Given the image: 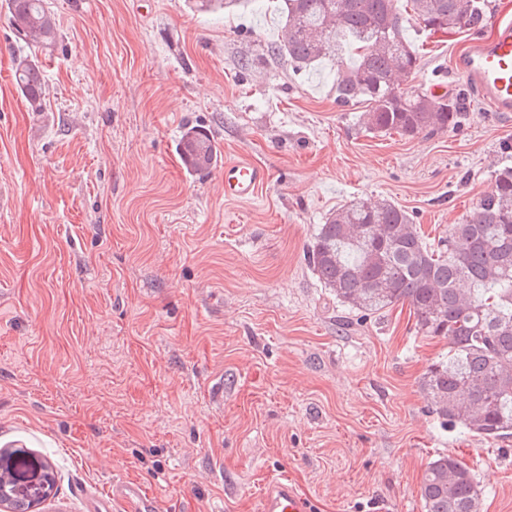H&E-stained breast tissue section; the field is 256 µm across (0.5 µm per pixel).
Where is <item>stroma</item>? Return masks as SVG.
<instances>
[{"mask_svg": "<svg viewBox=\"0 0 512 512\" xmlns=\"http://www.w3.org/2000/svg\"><path fill=\"white\" fill-rule=\"evenodd\" d=\"M49 5L59 38L32 112L0 0V471L36 512H89L116 476L166 512H258L283 473L314 512H424L440 455L472 469L481 512H512V438L446 427L421 389L447 343L417 334L409 306H343L305 260L360 195L447 236L512 161V115L474 92L452 130L370 133L363 104L337 105L333 63L314 79L268 54L277 0L229 16L194 0ZM408 29L421 59L403 87L461 85L471 31ZM188 124L223 161L268 170L255 198L186 170Z\"/></svg>", "mask_w": 512, "mask_h": 512, "instance_id": "obj_1", "label": "stroma"}]
</instances>
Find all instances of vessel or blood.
I'll list each match as a JSON object with an SVG mask.
<instances>
[{
  "label": "vessel or blood",
  "instance_id": "vessel-or-blood-1",
  "mask_svg": "<svg viewBox=\"0 0 512 512\" xmlns=\"http://www.w3.org/2000/svg\"><path fill=\"white\" fill-rule=\"evenodd\" d=\"M490 38L472 39L456 56L455 70L481 93L493 111L512 112V17L497 16L491 23ZM224 195L246 201L254 198L269 179L268 172L249 161L225 163ZM123 502L125 512H161L157 497L140 485L116 482L108 494L97 496L91 512H112L115 502ZM311 500L288 479L280 475L265 488L259 512H311Z\"/></svg>",
  "mask_w": 512,
  "mask_h": 512
}]
</instances>
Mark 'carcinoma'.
Segmentation results:
<instances>
[{
  "mask_svg": "<svg viewBox=\"0 0 512 512\" xmlns=\"http://www.w3.org/2000/svg\"><path fill=\"white\" fill-rule=\"evenodd\" d=\"M250 0H196L202 12H233ZM282 39L270 46L298 70L331 60L336 104L362 102L372 133L413 137L445 131L467 98L457 89L401 92L399 77L419 57L405 37L394 0H280ZM413 16L433 31L480 30L483 0H408ZM18 39L48 50L57 24L47 0H8ZM14 78L31 111H43L44 65L37 53L15 59ZM185 168L206 173L220 150L187 126L177 144ZM313 274L343 305L365 314L408 304L418 333L448 341V355L421 382L433 412L450 428L486 439L512 437V165L495 174L490 192L448 238L433 245L408 211L388 200L357 196L330 212L307 249ZM420 496L425 512H479L475 477L458 458L431 460Z\"/></svg>",
  "mask_w": 512,
  "mask_h": 512,
  "instance_id": "1",
  "label": "carcinoma"
}]
</instances>
